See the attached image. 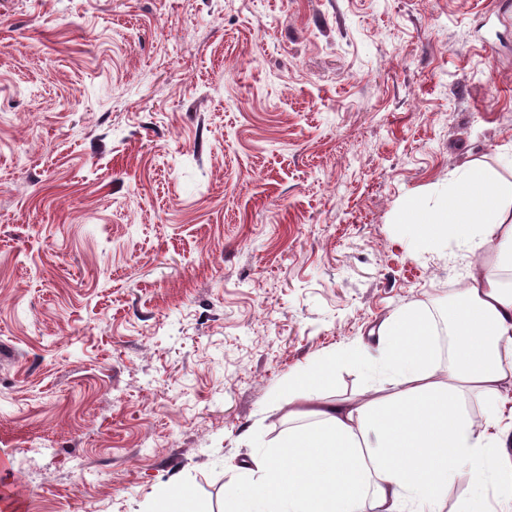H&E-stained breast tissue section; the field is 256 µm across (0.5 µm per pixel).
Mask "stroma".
I'll list each match as a JSON object with an SVG mask.
<instances>
[{
  "label": "stroma",
  "mask_w": 512,
  "mask_h": 512,
  "mask_svg": "<svg viewBox=\"0 0 512 512\" xmlns=\"http://www.w3.org/2000/svg\"><path fill=\"white\" fill-rule=\"evenodd\" d=\"M512 184V0H0V512H220L289 373Z\"/></svg>",
  "instance_id": "1"
}]
</instances>
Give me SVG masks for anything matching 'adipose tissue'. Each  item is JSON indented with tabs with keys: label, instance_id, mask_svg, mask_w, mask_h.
Instances as JSON below:
<instances>
[{
	"label": "adipose tissue",
	"instance_id": "obj_1",
	"mask_svg": "<svg viewBox=\"0 0 512 512\" xmlns=\"http://www.w3.org/2000/svg\"><path fill=\"white\" fill-rule=\"evenodd\" d=\"M419 222L425 238L445 234L483 256L448 311L447 367L435 360V315L411 304L371 328L365 347L345 349L366 369L360 391L322 396L329 357L289 375L275 409L292 427L243 461L222 512H443L462 478L476 496L459 512H512V282L497 275L512 270V191L469 170L442 211ZM469 393L484 399L482 419L468 411Z\"/></svg>",
	"mask_w": 512,
	"mask_h": 512
}]
</instances>
